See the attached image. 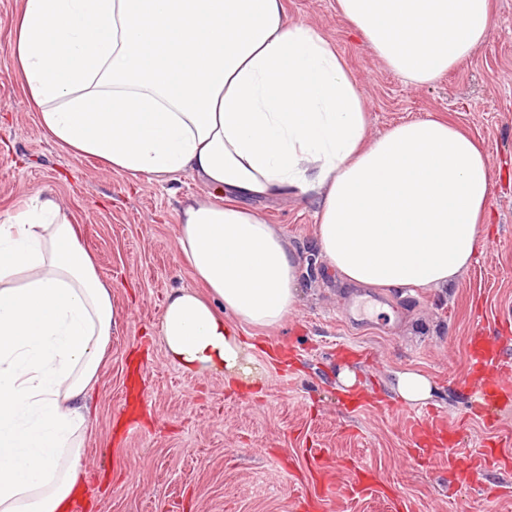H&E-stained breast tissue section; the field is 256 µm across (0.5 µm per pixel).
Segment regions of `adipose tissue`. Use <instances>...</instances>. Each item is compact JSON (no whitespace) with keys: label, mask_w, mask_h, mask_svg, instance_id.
I'll return each instance as SVG.
<instances>
[{"label":"adipose tissue","mask_w":512,"mask_h":512,"mask_svg":"<svg viewBox=\"0 0 512 512\" xmlns=\"http://www.w3.org/2000/svg\"><path fill=\"white\" fill-rule=\"evenodd\" d=\"M336 14L415 85L493 27L491 0H336ZM9 48L59 145L133 180L191 170L212 187L177 233L206 291H173L159 325L185 371L252 375L239 327L279 325L296 301L295 253L237 198L315 193L320 252L360 285L445 287L480 245L492 174L476 139L427 118L368 140L344 58L288 24L283 0H24ZM117 319L54 194L0 220V512H68Z\"/></svg>","instance_id":"ef3b65f1"}]
</instances>
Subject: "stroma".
Returning <instances> with one entry per match:
<instances>
[{"mask_svg":"<svg viewBox=\"0 0 512 512\" xmlns=\"http://www.w3.org/2000/svg\"><path fill=\"white\" fill-rule=\"evenodd\" d=\"M288 22L327 34L363 93L370 138L429 117L458 125L482 144L493 195L487 233L470 266L447 288L354 285L332 272L316 242L318 198L251 199L300 260L297 302L273 329L238 333L265 363L257 384L184 371L158 327L169 293L197 288L177 250L181 201L207 193L183 171L134 184L93 157H77L44 132L22 96L9 41L22 0H0V218L38 193H53L79 227L99 275L112 285L119 324L88 395L81 484L84 512H302L315 488L299 467L304 449L326 452L338 484L356 468L375 479L366 493L326 512H512V447L483 479L454 477L449 457L512 437V401L496 420L468 407L471 336L512 308V0H491L495 27L471 57L436 83L416 87L386 67L336 15V0H284ZM354 372L370 400L338 404L337 374ZM417 369L434 384L426 407L457 425L446 454L408 457L403 420L413 406L394 389Z\"/></svg>","mask_w":512,"mask_h":512,"instance_id":"1","label":"stroma"}]
</instances>
